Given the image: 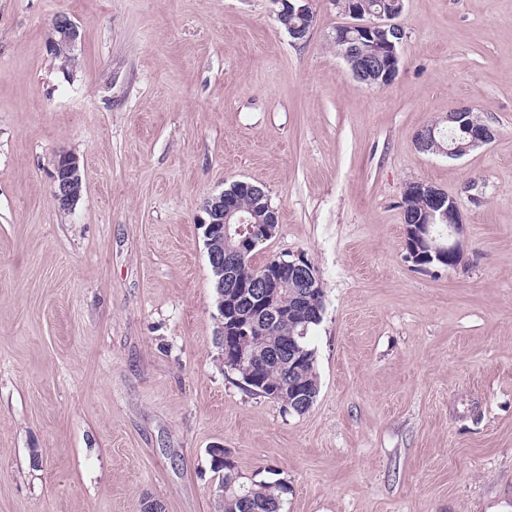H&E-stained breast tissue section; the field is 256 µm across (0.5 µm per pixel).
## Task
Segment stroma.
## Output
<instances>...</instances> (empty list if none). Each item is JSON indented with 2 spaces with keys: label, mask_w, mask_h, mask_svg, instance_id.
<instances>
[{
  "label": "stroma",
  "mask_w": 512,
  "mask_h": 512,
  "mask_svg": "<svg viewBox=\"0 0 512 512\" xmlns=\"http://www.w3.org/2000/svg\"><path fill=\"white\" fill-rule=\"evenodd\" d=\"M313 7L297 44L274 0H0V512H218L215 445L286 483L283 512H512V0H405L384 89ZM61 13L79 38L56 58ZM463 105L496 140L419 151ZM237 180L278 215L252 264L302 254L323 283L301 415L215 341L198 222ZM414 181L456 199L457 267L408 259ZM83 175L79 160L70 154L60 155L51 177V196L58 208L71 209L79 199Z\"/></svg>",
  "instance_id": "stroma-1"
}]
</instances>
